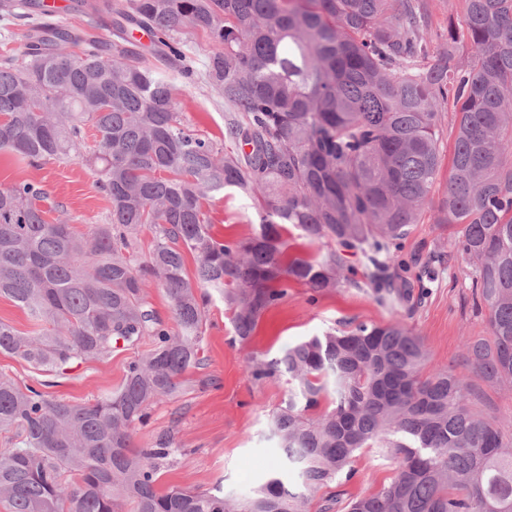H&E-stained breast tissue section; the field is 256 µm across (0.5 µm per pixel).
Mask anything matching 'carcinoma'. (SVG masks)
Masks as SVG:
<instances>
[{
	"instance_id": "obj_1",
	"label": "carcinoma",
	"mask_w": 512,
	"mask_h": 512,
	"mask_svg": "<svg viewBox=\"0 0 512 512\" xmlns=\"http://www.w3.org/2000/svg\"><path fill=\"white\" fill-rule=\"evenodd\" d=\"M465 4L471 63L454 48L451 20L448 48L432 46L430 0H73L74 11L107 13L112 39L44 23L26 36L24 63L0 60V152L34 171L85 160L110 202L108 223L78 233L45 218L37 178L0 187V297L37 327L24 334L0 319V353L60 375L120 345L150 344L92 403L0 375L7 512H308L309 496L351 479L362 448L384 450L394 476L344 504L330 492L322 512L340 503L343 512H512V436L473 407L452 370L421 374L423 339L400 321L327 331L253 364L256 377L282 370L293 383L271 432L298 488L276 472L245 499L161 492L158 461L177 451L173 439L132 445L150 406L182 392L183 374L202 365L206 289L242 340L288 281L323 292L345 271L380 303L401 297L391 268L441 174L445 119L453 147L438 223L456 228L446 256L469 266L489 330L468 345L466 363L512 384V0ZM36 9L46 11L39 0H0V18ZM133 25L162 46L158 64H141ZM189 30L218 45L207 75L230 109L232 150L176 112L173 80L192 76ZM68 43L81 51L60 48ZM33 99L44 111H29ZM226 188L260 214L244 242L210 233L204 201ZM290 224L325 251L288 259ZM156 284L171 326L147 301ZM324 401L331 408L313 414Z\"/></svg>"
}]
</instances>
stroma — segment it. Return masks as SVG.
<instances>
[{"instance_id": "stroma-1", "label": "stroma", "mask_w": 512, "mask_h": 512, "mask_svg": "<svg viewBox=\"0 0 512 512\" xmlns=\"http://www.w3.org/2000/svg\"><path fill=\"white\" fill-rule=\"evenodd\" d=\"M186 40L187 62L194 74L175 80L176 110L200 137L226 142L224 98L206 76V62L216 45L202 31L189 32ZM34 174L13 155L0 154V185ZM35 175L58 214L69 218L78 231L105 222L109 204L96 185L93 166L78 160L56 162ZM204 208L213 235L220 239L247 240L258 224L253 201L234 189L211 194ZM437 218L436 208H426L399 252L398 272L409 286L410 308L381 305L367 287L343 283L316 296L293 283L279 304L264 314L253 336L242 342L224 302L212 295L202 327L203 366L186 373L182 394L153 404L148 423L133 435L139 448L163 433L171 434L177 446L159 472L158 488L191 486L243 497L265 482L279 457L271 419L292 383L285 374L254 377L253 360L279 359L308 337L358 322L402 321L424 340L425 371L446 367L464 376L480 396V410L494 415L503 432L512 435V386L485 381L462 359L467 343L488 333L485 313L473 299L469 268L459 260L427 262L433 252L447 250L451 238V228ZM137 355V350L120 347L108 358L73 366L56 378L50 392L73 403L92 401L121 384L127 364ZM351 467L353 477L341 486L349 497L372 493L394 475L390 460L375 448L357 452Z\"/></svg>"}]
</instances>
